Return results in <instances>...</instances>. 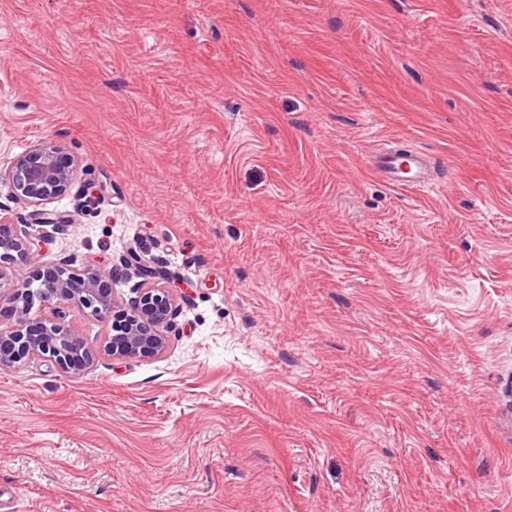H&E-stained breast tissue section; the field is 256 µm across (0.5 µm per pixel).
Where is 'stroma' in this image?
<instances>
[{
  "instance_id": "obj_1",
  "label": "stroma",
  "mask_w": 512,
  "mask_h": 512,
  "mask_svg": "<svg viewBox=\"0 0 512 512\" xmlns=\"http://www.w3.org/2000/svg\"><path fill=\"white\" fill-rule=\"evenodd\" d=\"M40 142L76 221L0 186L14 234L182 298L0 369V512H512V0H0V169ZM402 162L397 153L385 148L373 155L371 167L380 180L391 186L428 187L436 184V169L426 162L424 155L407 151V170Z\"/></svg>"
}]
</instances>
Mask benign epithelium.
Returning a JSON list of instances; mask_svg holds the SVG:
<instances>
[{
	"label": "benign epithelium",
	"instance_id": "obj_1",
	"mask_svg": "<svg viewBox=\"0 0 512 512\" xmlns=\"http://www.w3.org/2000/svg\"><path fill=\"white\" fill-rule=\"evenodd\" d=\"M0 184L33 207L34 223L67 222L47 209L74 184L73 162L60 147L39 143L25 150L0 169ZM132 260L139 282L125 300L117 285L127 278V266L77 271L44 266L34 241L15 238L12 225L0 221V295L8 294L11 303L9 326L0 327V368L40 360L65 373H81L96 351L72 334L69 318L75 313L108 322L101 351L114 359L160 354L177 314L173 278L135 253Z\"/></svg>",
	"mask_w": 512,
	"mask_h": 512
}]
</instances>
